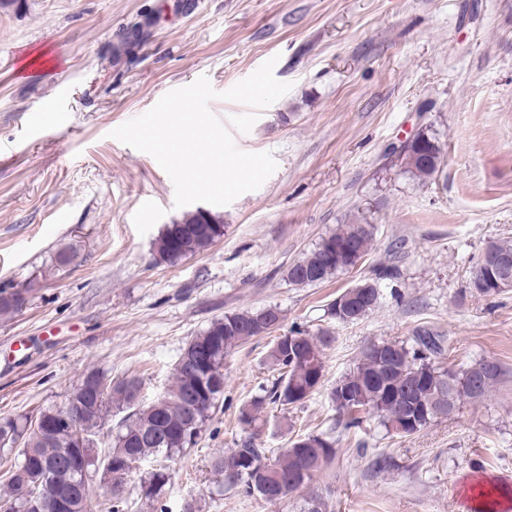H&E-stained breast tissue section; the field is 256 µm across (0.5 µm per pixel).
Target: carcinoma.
I'll return each instance as SVG.
<instances>
[{
	"mask_svg": "<svg viewBox=\"0 0 512 512\" xmlns=\"http://www.w3.org/2000/svg\"><path fill=\"white\" fill-rule=\"evenodd\" d=\"M391 161L399 163L420 180L431 179L442 163V149L435 136L419 132L404 149L392 153ZM224 236V220L211 212L194 210L185 213L176 224L165 225L155 242L157 260L172 263L171 252L183 257L199 254ZM350 244V257H336L334 248ZM373 247V233L362 231L359 223L343 224L322 238L316 247L288 267V281L296 286H310L328 281L361 261ZM341 295L355 301L347 315L336 313V302L327 305V316L338 323L363 319L377 306L380 298L377 282L362 279ZM283 315L277 307L234 311L194 336L182 349L172 372L171 383L164 393L150 403L143 401V379L132 375L116 383L97 370L82 376L85 392L105 388V397L87 415L82 432L86 448H73L74 434L63 422L65 406L42 409L38 418L53 424L50 434L35 430V420L28 416L0 420V453L18 449L0 484V512H54L57 499H67L66 512H88L92 483L114 464L126 466L130 474L137 467L149 466L139 482L145 502H161L171 482L168 463L198 444L213 413L224 402V359L235 348L255 337L267 336L281 328ZM292 344L277 336L268 360L279 377L271 388L264 389L240 412V421L255 426L268 402L282 406L304 402L322 384L326 348L332 337L325 331L313 335L295 327L288 331ZM442 354L439 337L427 330L414 336L412 343H371L354 367L339 382L359 392L356 408L337 404L336 388L329 398L336 405L338 424L350 430L361 424V413L377 417L389 431L410 437L431 422L448 417V407L464 400L484 397L501 376L498 363L482 360L466 368L453 369L438 361ZM198 399L191 412H185L181 401L188 393ZM434 400L435 411L414 417L410 402ZM117 411L122 417L110 424L108 416ZM109 442L98 449L100 436ZM335 441L325 433L298 438L274 456L256 443L251 432L218 455L212 468L223 480L215 484V492L224 493V484L241 487L248 495H256L268 504L274 503L284 487L297 492L307 487L320 470L335 456ZM126 481L112 485V512H122L126 504Z\"/></svg>",
	"mask_w": 512,
	"mask_h": 512,
	"instance_id": "obj_1",
	"label": "carcinoma"
}]
</instances>
